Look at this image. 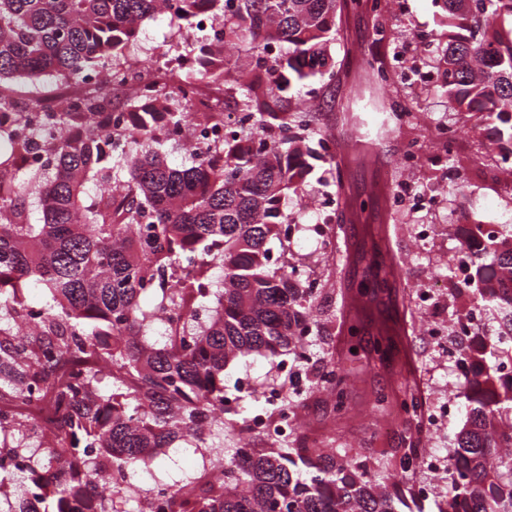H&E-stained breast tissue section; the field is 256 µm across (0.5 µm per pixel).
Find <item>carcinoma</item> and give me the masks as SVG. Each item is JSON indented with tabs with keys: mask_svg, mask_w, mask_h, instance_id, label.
I'll return each mask as SVG.
<instances>
[{
	"mask_svg": "<svg viewBox=\"0 0 512 512\" xmlns=\"http://www.w3.org/2000/svg\"><path fill=\"white\" fill-rule=\"evenodd\" d=\"M349 1L0 0V452L25 461L0 472L4 512H116L127 501L146 512L148 489L127 475L165 463L177 440L216 452L218 468L173 486L169 512H424L378 490L366 458H338L299 429L285 446L252 448L224 422L231 360L311 355L312 289L269 242L284 244L283 202L310 174L307 137L329 139L305 98L336 76L329 49ZM433 2L445 29L437 87L475 127L495 125L512 170V0ZM160 16L186 36L174 65L130 90L132 123L99 124L112 98L95 88L54 115L14 111L22 79L124 84L140 69L129 46ZM201 77L222 107L195 111ZM232 112L251 124L190 146L188 167L170 165L164 147L186 142L157 117L176 130ZM112 140L121 153H106ZM457 247L476 287L454 294L498 324L462 348L482 372L454 395L467 422L437 512H512V225L477 224ZM32 285L46 299L27 298ZM313 384L344 410L347 375L334 361ZM411 430L395 459L402 478L430 439Z\"/></svg>",
	"mask_w": 512,
	"mask_h": 512,
	"instance_id": "1",
	"label": "carcinoma"
}]
</instances>
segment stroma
Returning <instances> with one entry per match:
<instances>
[{"mask_svg":"<svg viewBox=\"0 0 512 512\" xmlns=\"http://www.w3.org/2000/svg\"><path fill=\"white\" fill-rule=\"evenodd\" d=\"M379 22L389 26L394 42L374 38L373 28ZM338 25L339 36L331 49L336 80L310 103L317 127L333 137L336 150L333 159L314 161L308 191L314 196L336 192L343 222L334 232L332 252H317L302 236L295 249L317 285L316 350L348 375L346 408L333 411L326 395L314 390L301 397L299 412L310 439L337 453L367 456L383 464L401 454L410 434L408 423L397 419L393 406L402 392L411 388L426 402L439 403L457 384L448 373L447 352L424 333L428 314L418 306L417 293L422 288L434 290L436 312L444 318L462 306V298L449 294L456 275L443 268L448 250L471 225H490L496 216L511 213L512 195L504 188L494 126H482L479 134H472L474 117L455 113L452 102L436 88L396 81L378 87L357 64L363 56L385 58L394 48L411 57L419 55L421 35L440 30L432 0H406L398 11L378 20L366 10H351ZM396 99L410 103L419 116L417 125L399 132L383 127L382 114ZM443 112L455 115L457 144L449 151L428 148L421 165L408 173L400 170L403 146L426 140L432 119ZM459 176L468 185L460 199L449 194ZM405 177L439 199V214L426 217L387 208L393 186ZM426 219L435 224L436 232L422 246L411 227ZM385 334L398 344L396 354L387 360L375 351ZM244 373L250 375L253 389L242 396L238 378ZM283 378L276 358L246 356L230 362L224 389L235 402L226 406V418L241 423L263 389ZM380 395L385 403H377ZM200 462L199 455L178 441L171 461L149 472H136L132 481L141 487L156 481L177 482ZM375 478L389 494L407 499L418 482L432 483L435 495L425 500V512H437L448 491L444 471H414L402 481L382 471Z\"/></svg>","mask_w":512,"mask_h":512,"instance_id":"1","label":"stroma"}]
</instances>
